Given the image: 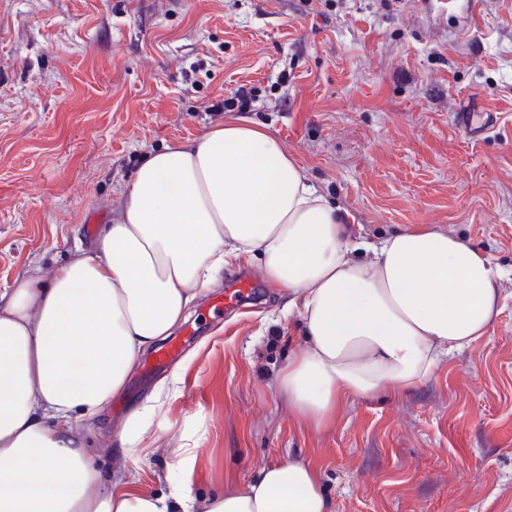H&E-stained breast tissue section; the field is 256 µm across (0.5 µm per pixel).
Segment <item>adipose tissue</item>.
Returning a JSON list of instances; mask_svg holds the SVG:
<instances>
[{
  "instance_id": "adipose-tissue-1",
  "label": "adipose tissue",
  "mask_w": 512,
  "mask_h": 512,
  "mask_svg": "<svg viewBox=\"0 0 512 512\" xmlns=\"http://www.w3.org/2000/svg\"><path fill=\"white\" fill-rule=\"evenodd\" d=\"M122 197L93 250L0 295V512H332L301 460L210 499L192 492L188 448L169 490L150 495L126 469L90 462L83 421L124 390L137 357L171 336L230 261L257 260L268 285L290 293L305 343L278 385L317 428L343 398L426 383L497 314L500 266L433 228L352 237L281 142L240 118L153 151ZM163 405L155 393L130 412L123 448L159 447Z\"/></svg>"
}]
</instances>
